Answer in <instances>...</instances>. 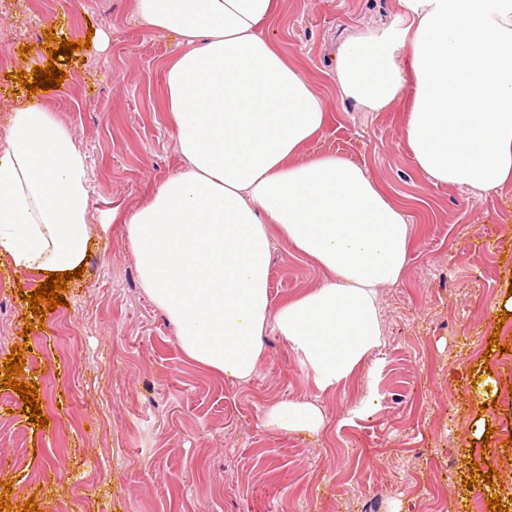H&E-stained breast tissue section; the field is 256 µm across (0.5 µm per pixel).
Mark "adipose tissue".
Returning <instances> with one entry per match:
<instances>
[{
	"label": "adipose tissue",
	"mask_w": 512,
	"mask_h": 512,
	"mask_svg": "<svg viewBox=\"0 0 512 512\" xmlns=\"http://www.w3.org/2000/svg\"><path fill=\"white\" fill-rule=\"evenodd\" d=\"M136 3L150 31L186 46L165 78L182 166L126 218L142 288L199 364L250 380L273 328L318 389L342 385L381 344L376 290L399 279L410 245L402 208L343 157L294 163L327 113L314 83L264 35L275 0ZM399 6L403 25L343 43L340 93L385 112L412 85L404 135L421 170L480 191L512 182V0ZM274 229L332 274L276 309ZM90 232L86 165L69 129L20 105L0 140V254L19 271H71L85 264ZM267 416L285 431L324 424L314 400L278 403Z\"/></svg>",
	"instance_id": "ef3b65f1"
}]
</instances>
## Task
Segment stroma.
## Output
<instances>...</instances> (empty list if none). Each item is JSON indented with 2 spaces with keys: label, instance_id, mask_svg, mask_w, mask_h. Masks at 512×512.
Returning <instances> with one entry per match:
<instances>
[{
  "label": "stroma",
  "instance_id": "1",
  "mask_svg": "<svg viewBox=\"0 0 512 512\" xmlns=\"http://www.w3.org/2000/svg\"><path fill=\"white\" fill-rule=\"evenodd\" d=\"M398 0H276L266 37L316 86L327 125L298 161L336 153L365 164L411 227L397 283L377 288L382 343L349 381L321 392L275 330L248 381L180 350L145 294L123 219L181 167L164 107V75L183 46L141 22L136 0H32L0 9V138L20 104L68 126L89 175L92 227L66 305L25 331L23 294L41 275L0 256V377L13 347L38 383L39 428L18 391L0 387V496L8 512H473L499 496L512 512V184L480 192L435 182L404 136L407 104L368 112L336 87L345 38L400 24ZM90 40L56 60L61 95L29 93L16 72L46 66L45 31ZM30 46L29 55L20 47ZM326 272L286 241L270 254L273 305L320 286ZM500 346L488 347L491 335ZM494 384L483 395L479 381ZM317 398L320 433L266 421L281 401ZM496 469L499 484L466 486ZM56 470L46 482L47 470ZM12 491H5V484Z\"/></svg>",
  "mask_w": 512,
  "mask_h": 512
}]
</instances>
